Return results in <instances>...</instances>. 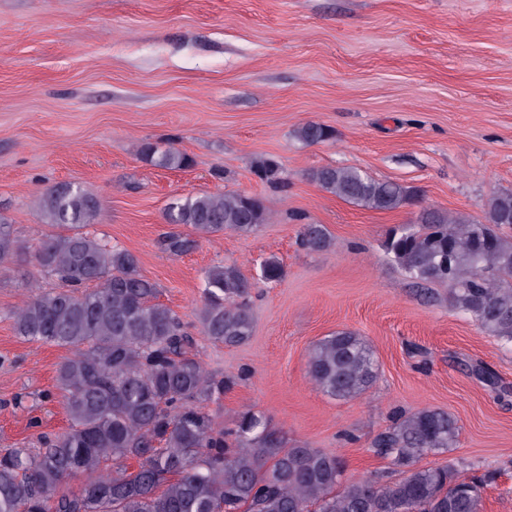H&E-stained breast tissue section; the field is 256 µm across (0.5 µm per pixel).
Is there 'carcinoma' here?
I'll list each match as a JSON object with an SVG mask.
<instances>
[{
    "label": "carcinoma",
    "mask_w": 512,
    "mask_h": 512,
    "mask_svg": "<svg viewBox=\"0 0 512 512\" xmlns=\"http://www.w3.org/2000/svg\"><path fill=\"white\" fill-rule=\"evenodd\" d=\"M303 144L330 140L334 131L310 121L295 131ZM141 156L157 166L181 168L188 157L146 143ZM257 177L283 183L273 158L254 165ZM310 178L324 191L370 210L416 207L415 219L389 233L387 255L418 284L448 286V301L486 332L512 344V192L492 193L482 219L422 205L412 187L376 179L351 166H327ZM37 209L54 228L31 247L20 243L0 215V268L30 254L39 275L62 287L33 293L13 313L18 335L67 347L57 368L65 399L67 431L41 437L39 448L0 452V512H480L483 480H460L453 465L419 468L417 460L454 446L456 419L423 408L400 416L374 441L400 477L343 480L342 460L316 448H290L256 415H241L224 429L194 405L220 399L230 381L212 375L193 353L195 342L180 318L158 302V285L141 274L129 251L82 232L94 223L98 197L69 182L47 188ZM269 218L264 200L238 192L203 193L169 203L166 220L200 236L250 233ZM300 244L320 251L325 228L304 226ZM195 240L166 239L173 253ZM261 278L284 276L275 258L264 260ZM253 283L234 265L209 268L204 277L201 334L236 345L252 333L247 299ZM309 375L324 393L349 400L377 376L372 349L342 330L309 352ZM134 460L137 469L128 471ZM112 462V471L102 465ZM88 477L78 490L70 478Z\"/></svg>",
    "instance_id": "1"
}]
</instances>
